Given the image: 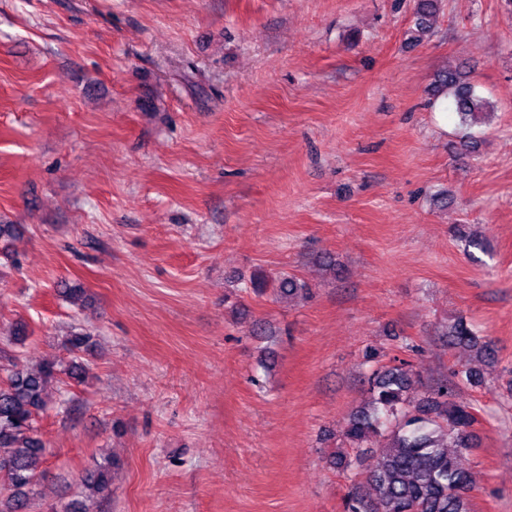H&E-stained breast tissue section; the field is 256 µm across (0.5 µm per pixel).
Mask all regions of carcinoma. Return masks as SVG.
<instances>
[{
  "mask_svg": "<svg viewBox=\"0 0 512 512\" xmlns=\"http://www.w3.org/2000/svg\"><path fill=\"white\" fill-rule=\"evenodd\" d=\"M438 11L439 0H416L415 40L431 30ZM432 94L447 96L449 111L463 125L477 113L491 110L490 103L457 70L438 72ZM251 286L257 295L270 292L280 300L311 294L306 282L290 274L272 282L257 277ZM449 335L455 345L474 348L484 357L495 356L492 341L462 318L451 326ZM66 347L71 354L68 362L46 361L32 369L0 364V481L9 491L0 500V512H26L29 496L44 475L47 448L38 435L36 417L46 409L49 391L64 376L79 384L87 374L77 359L92 349L93 336L72 333L66 337ZM451 377L471 387L483 385L481 373L465 365L453 367ZM411 388V377L398 366L378 369L369 378V401L352 416L345 436L352 447L360 448L385 431L390 443L380 448L370 472L369 499L349 494L345 512H470L469 493L475 479L458 458L472 448L475 408L451 400L446 385L415 405L408 395ZM120 468L118 457L105 456L86 474L85 486L96 494H107Z\"/></svg>",
  "mask_w": 512,
  "mask_h": 512,
  "instance_id": "cac0c4a2",
  "label": "carcinoma"
}]
</instances>
